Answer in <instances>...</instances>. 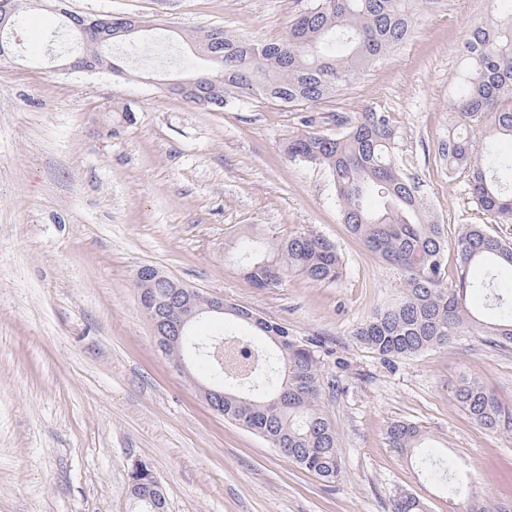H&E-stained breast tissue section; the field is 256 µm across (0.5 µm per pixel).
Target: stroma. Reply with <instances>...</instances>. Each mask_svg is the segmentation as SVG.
I'll use <instances>...</instances> for the list:
<instances>
[{"mask_svg":"<svg viewBox=\"0 0 512 512\" xmlns=\"http://www.w3.org/2000/svg\"><path fill=\"white\" fill-rule=\"evenodd\" d=\"M315 0H29L19 44L0 60V512H131L134 464L160 479L167 512H466L392 448L396 421L423 427L462 459L478 496L512 501V430L489 431L455 403L477 378L512 408V346L458 336L442 349L383 359L354 331L403 295L400 273L343 224L328 170L288 158L305 126L389 113L403 171L448 236L486 224L468 173L441 148L448 86L467 32L499 0H420L409 37L357 81L316 104L244 100L214 112L168 89L195 58L182 34L221 27L283 38ZM143 20L110 52L122 74L66 70L76 43L63 10ZM133 120H126V112ZM306 231L334 242L344 272L260 290L232 259L247 233ZM183 285L320 341L324 408L344 473L332 483L213 411L162 353L136 273Z\"/></svg>","mask_w":512,"mask_h":512,"instance_id":"obj_1","label":"stroma"}]
</instances>
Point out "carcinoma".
Instances as JSON below:
<instances>
[{
	"label": "carcinoma",
	"mask_w": 512,
	"mask_h": 512,
	"mask_svg": "<svg viewBox=\"0 0 512 512\" xmlns=\"http://www.w3.org/2000/svg\"><path fill=\"white\" fill-rule=\"evenodd\" d=\"M416 12V0H318L296 15L278 42H255L221 28L199 30L186 41L214 69L198 73L207 79L205 94L186 99L211 111L241 99L288 106L320 102L403 42ZM107 20L114 36L103 47L104 66L119 75L122 69L107 50L135 35L128 31L133 18L110 15ZM464 49L453 77L454 121L442 156L448 171L471 172L472 195L495 223L512 224V154L498 150L500 142H512V5L503 4L470 30ZM284 149L294 160L329 170L343 223L404 278L402 299L355 329L361 345L387 359L444 347L464 333L512 345V241L485 224L462 225L454 243L456 279L448 282V240L442 225L430 219L415 180L401 169L388 115L365 112L336 136L294 132ZM236 256L241 273L256 288H274L290 273L334 281L343 270L336 245L307 232L278 240L246 234L236 242ZM146 272L154 300L164 305L178 285L155 268ZM475 295L488 297L493 318L485 320L471 309ZM248 313L245 308L234 318L265 342L228 325L199 335L194 322L184 336L158 337L162 352L174 361L194 353L205 379L224 389V418L261 436L300 468L336 481L343 463L336 428L322 405L315 344ZM454 399L480 427L512 429V409L480 382H461ZM387 436L392 447L416 457L427 482L441 486L448 498L469 503L468 512H512V503L476 496L472 484L458 476L457 459L426 441L418 424L396 421ZM140 469L144 475L129 477L133 512H155L164 507L163 489L151 488L147 465ZM395 512H426V506L409 494L397 501Z\"/></svg>",
	"instance_id": "carcinoma-1"
}]
</instances>
